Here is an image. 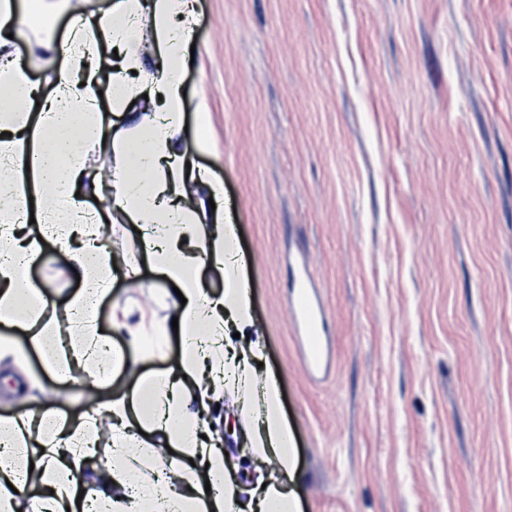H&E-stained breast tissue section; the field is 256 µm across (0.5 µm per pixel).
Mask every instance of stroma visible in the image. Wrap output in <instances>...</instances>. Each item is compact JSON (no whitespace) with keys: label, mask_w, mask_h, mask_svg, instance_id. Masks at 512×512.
Here are the masks:
<instances>
[{"label":"stroma","mask_w":512,"mask_h":512,"mask_svg":"<svg viewBox=\"0 0 512 512\" xmlns=\"http://www.w3.org/2000/svg\"><path fill=\"white\" fill-rule=\"evenodd\" d=\"M181 72L185 142L224 182L248 258L264 369L295 436L303 512H512V0H194ZM10 50L52 91L36 40ZM209 114L199 130L196 114ZM306 254L333 367L303 370L289 259ZM31 274L80 287L44 244ZM151 262L115 276L97 324L128 347V392L181 355H143L129 326L165 325ZM0 416L65 413L95 393L0 362Z\"/></svg>","instance_id":"obj_1"}]
</instances>
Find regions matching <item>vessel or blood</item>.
<instances>
[{
	"mask_svg": "<svg viewBox=\"0 0 512 512\" xmlns=\"http://www.w3.org/2000/svg\"><path fill=\"white\" fill-rule=\"evenodd\" d=\"M311 281L312 275L307 270L296 279L291 306L304 334V345L301 349L303 367L308 374L315 376L327 371L329 351L323 341V318L311 304L309 291Z\"/></svg>",
	"mask_w": 512,
	"mask_h": 512,
	"instance_id": "1",
	"label": "vessel or blood"
}]
</instances>
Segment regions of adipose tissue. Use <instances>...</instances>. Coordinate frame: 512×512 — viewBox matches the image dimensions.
<instances>
[{"instance_id":"obj_1","label":"adipose tissue","mask_w":512,"mask_h":512,"mask_svg":"<svg viewBox=\"0 0 512 512\" xmlns=\"http://www.w3.org/2000/svg\"><path fill=\"white\" fill-rule=\"evenodd\" d=\"M68 45L45 34L39 46L53 65L54 89L39 96L27 74L0 49V309L27 336L44 373L61 384L81 379L99 403L76 416L52 408L0 418V512H300L290 486L294 468L288 419L278 381L262 372L254 341L244 262L234 227L207 224L206 203L222 205L224 184L195 163L182 138L181 70L196 18L190 0H113L106 13L72 9ZM150 30L161 60L159 74L145 67L141 33ZM109 42L122 54L112 74V102L125 109L142 97L159 111L135 112V138L109 132L99 114L98 50ZM121 153L104 206L71 197L61 205V179L79 180L83 159ZM36 218L38 235H18ZM140 227L146 254L180 290L171 296L182 353L170 371L140 379L129 394H112V380L134 369L128 352L100 333L88 308L112 294L114 271L139 274L134 257L116 258L101 236L103 224ZM69 258L81 287L70 299L71 337L53 328L58 306L29 267L43 243ZM224 270V289L213 294L201 279L205 266ZM239 332L248 342L230 338ZM80 377H73V369ZM235 395L242 419V456L256 467L239 474L223 447L202 437L211 398ZM112 420V454L102 453L100 412ZM173 450L169 471L152 469L156 442ZM98 459L104 482L86 485L82 466ZM37 487L26 495L27 487Z\"/></svg>"}]
</instances>
